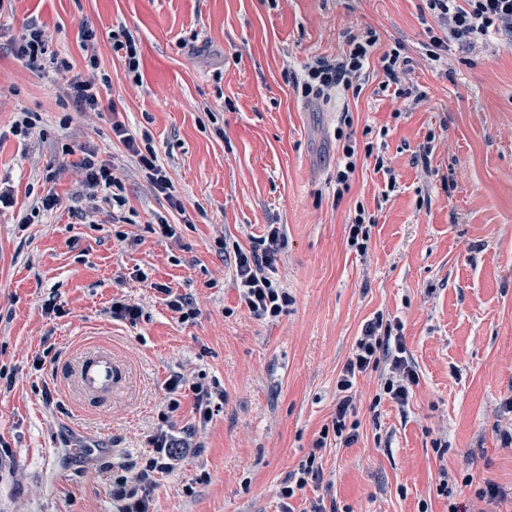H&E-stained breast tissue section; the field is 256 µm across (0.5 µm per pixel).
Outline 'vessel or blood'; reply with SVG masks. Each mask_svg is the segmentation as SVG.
<instances>
[{"mask_svg": "<svg viewBox=\"0 0 512 512\" xmlns=\"http://www.w3.org/2000/svg\"><path fill=\"white\" fill-rule=\"evenodd\" d=\"M124 377L123 369L109 352L92 350L70 363L67 379L93 405L110 396Z\"/></svg>", "mask_w": 512, "mask_h": 512, "instance_id": "obj_1", "label": "vessel or blood"}]
</instances>
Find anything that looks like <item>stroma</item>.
Returning a JSON list of instances; mask_svg holds the SVG:
<instances>
[{
	"label": "stroma",
	"mask_w": 512,
	"mask_h": 512,
	"mask_svg": "<svg viewBox=\"0 0 512 512\" xmlns=\"http://www.w3.org/2000/svg\"><path fill=\"white\" fill-rule=\"evenodd\" d=\"M32 20L80 72L79 29L95 30L115 113L62 107L65 78L16 56ZM432 25L424 0H0V186L13 196L0 211V512H117L114 479L162 428L195 450L158 476L148 512H280L281 484L331 427L337 376L379 313L401 323L419 383L400 404L377 399L376 373L359 378V435L328 440L327 484L291 498L293 512L317 497L339 512H475L480 489L512 490V442L497 429L512 398V44L452 45L442 66L427 54ZM122 28L139 86L112 49ZM369 29L358 90L305 102L294 71ZM395 48L424 101L388 83L380 58ZM22 109L42 118L24 139L9 131ZM116 121L149 138L184 213L137 172L122 209L97 200L81 223L74 154L123 155ZM343 134L374 155L358 156L340 194ZM49 191L60 207L19 224ZM360 207L373 219L364 255L347 242ZM161 216L176 238L154 233ZM272 224L288 237L273 278L290 302L259 320L240 302L234 251ZM165 286L193 299V316L167 307ZM51 298L62 315L45 313ZM116 299L141 307L137 325L112 319ZM89 347L131 371L98 411L57 374ZM177 374L187 384L171 413ZM200 380L219 390L207 420Z\"/></svg>",
	"instance_id": "1"
}]
</instances>
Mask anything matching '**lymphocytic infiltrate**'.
I'll use <instances>...</instances> for the list:
<instances>
[{"instance_id":"f902f5d3","label":"lymphocytic infiltrate","mask_w":512,"mask_h":512,"mask_svg":"<svg viewBox=\"0 0 512 512\" xmlns=\"http://www.w3.org/2000/svg\"><path fill=\"white\" fill-rule=\"evenodd\" d=\"M426 5L440 28L439 34L431 38L432 60H441L443 52L452 43L460 51L468 52L486 43L494 33L512 39V0H426ZM376 43L375 32L367 30L350 38L349 49L340 59L305 65L300 80L296 82L302 97L325 98L334 90L346 91L356 86ZM16 53L33 71L71 74L67 100L77 111H100L97 85L74 75L69 57L49 50L45 31L37 23L28 24L17 44ZM112 131L123 144L127 158L146 175L156 193L162 195L172 208H180L181 203L173 193V183L159 164L155 151L142 149L122 123H113ZM77 165L83 172L82 187L88 198H96L103 192L110 197L113 206H125L123 169L115 167L111 160L99 158L92 149L83 150ZM287 245L288 239L281 228L273 225L251 249L234 252L240 300L257 319L277 318L289 303L287 292L269 276ZM400 328L399 322L385 319L380 314L363 326L352 355L337 378L332 428L319 433L306 459L289 473L280 490L282 499H290L308 487L320 485L324 472L319 454L326 448L328 437H336L346 446L355 441L358 423L353 419V388L360 376L371 370L379 371L381 395L400 403L408 400L412 387L418 382V373L405 355L402 340L393 337L394 331ZM152 444L154 454L139 467L135 478L120 476L115 480L113 494L120 504L119 512H146L144 494L153 484L156 474L169 469L171 461L177 460L189 448L185 441L164 433L156 435Z\"/></svg>"}]
</instances>
